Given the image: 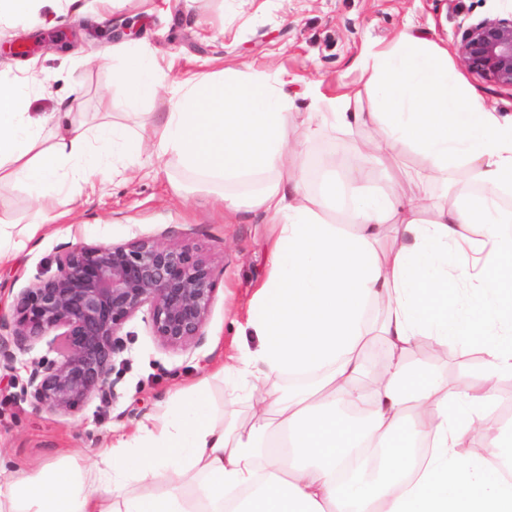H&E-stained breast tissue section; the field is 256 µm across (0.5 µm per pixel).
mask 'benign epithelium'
<instances>
[{
	"label": "benign epithelium",
	"mask_w": 512,
	"mask_h": 512,
	"mask_svg": "<svg viewBox=\"0 0 512 512\" xmlns=\"http://www.w3.org/2000/svg\"><path fill=\"white\" fill-rule=\"evenodd\" d=\"M77 38L71 30L42 43L62 50ZM456 54L467 71L512 92V14L470 24L457 39ZM214 294L211 260L188 244L154 236L71 244L51 275L16 296L12 318H0V359L12 361L16 341L34 344L52 334L61 358H43L30 371L36 403L64 415L92 398L108 404L117 396L112 374L126 322L145 308L160 346L186 351L203 339Z\"/></svg>",
	"instance_id": "obj_1"
}]
</instances>
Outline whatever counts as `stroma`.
Masks as SVG:
<instances>
[{"instance_id":"stroma-1","label":"stroma","mask_w":512,"mask_h":512,"mask_svg":"<svg viewBox=\"0 0 512 512\" xmlns=\"http://www.w3.org/2000/svg\"><path fill=\"white\" fill-rule=\"evenodd\" d=\"M503 0H114L106 27L136 20L139 34L122 39L128 56L159 60L162 90L154 101H127L111 65L92 63L109 40L86 36L94 18L78 22L46 12L35 26L0 24V43L19 37L35 42L60 29L82 33L78 47L38 50L0 57V76L24 85L35 114L70 112L94 125L111 117L129 132L151 128L168 109L171 87L222 71H264L280 75L300 111L288 121V140L299 146L303 164H319L326 153L371 137L364 126L333 129L307 122L310 94L326 98L357 85L355 61L371 50L391 46L411 29L446 48L479 19L500 13ZM112 104L103 112L101 99ZM126 175L113 181L70 183L59 196L65 223L52 224L10 262L0 265V314L11 315L23 288L49 275L65 246L121 243L138 236L165 234L168 242L188 244L210 257L216 272L214 300L204 338L188 351L162 348L140 311L124 326L127 347L115 370L116 398L107 405L89 401L78 413L60 415L39 406L30 394L33 362L56 358L48 340L13 346L14 358L0 366V468L37 475L49 462L93 470L101 449L119 436L135 433L179 389L202 386L217 425L246 423L247 397L230 389L221 368L238 348L257 344L241 336L231 313L245 309L270 268L269 242L278 231L263 214L241 210L225 221L217 201L224 191L247 193L249 182L224 183L189 170L173 153L128 161ZM36 204L23 186L0 184V220L25 226Z\"/></svg>"}]
</instances>
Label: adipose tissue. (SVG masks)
<instances>
[{
    "label": "adipose tissue",
    "instance_id": "adipose-tissue-1",
    "mask_svg": "<svg viewBox=\"0 0 512 512\" xmlns=\"http://www.w3.org/2000/svg\"><path fill=\"white\" fill-rule=\"evenodd\" d=\"M357 65L371 111H358L353 90L312 96L310 110L334 127L371 124L374 153L416 149L433 178L447 180L458 166L457 183L474 193L450 205L396 184L373 194L360 188L358 172L349 188L328 179L309 193L287 141L295 102L284 80L264 71L175 87L148 137L110 121L88 127L69 112L33 118L24 89L0 79V182L27 186L40 216L67 180L114 173L115 160L139 156L152 141L203 176L258 180L245 202L280 226L272 270L246 320L257 345L223 367L253 402L249 423L218 426L201 392L183 394L153 427L102 449L94 475L57 463L35 477L0 469L7 512H512V457L497 465L498 449L486 457L462 451L474 420L493 408L488 380L512 376V277L485 269L465 300L461 286L472 275L454 260L466 224L482 225L479 249L512 255V206L504 202L512 195V116L466 86L447 49L406 30ZM160 69L143 55L116 77L130 100H147L158 93ZM50 123L58 133L48 140ZM328 210L340 222L325 221ZM387 228L397 245L383 246ZM382 300L385 317L370 330L366 306ZM373 332L385 338L388 373L367 388L359 348ZM452 336L486 354L484 375L455 390L436 374L415 382L417 341L444 346ZM273 375L316 382L284 392L266 386ZM405 425L418 456L343 478L339 466L355 449L384 447ZM190 476L194 492L175 494Z\"/></svg>",
    "mask_w": 512,
    "mask_h": 512
}]
</instances>
